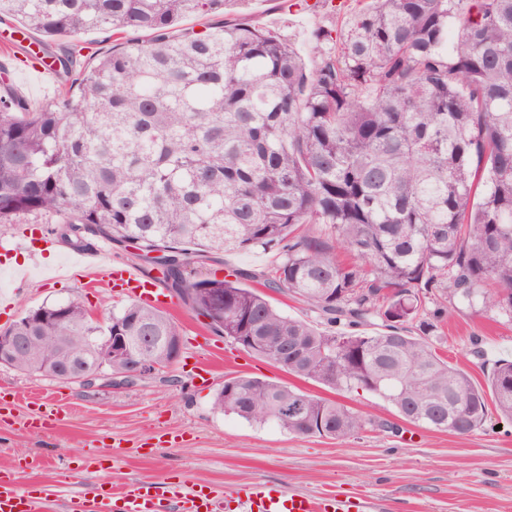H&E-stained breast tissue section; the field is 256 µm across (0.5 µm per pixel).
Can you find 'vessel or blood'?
<instances>
[{"label": "vessel or blood", "instance_id": "b4317fda", "mask_svg": "<svg viewBox=\"0 0 512 512\" xmlns=\"http://www.w3.org/2000/svg\"><path fill=\"white\" fill-rule=\"evenodd\" d=\"M109 282L116 294L154 306L170 305L171 300L155 281L138 267L127 263L109 266ZM25 464L0 471V512H43L45 502L54 496L52 487L31 483L19 486L15 476ZM122 502L123 512H157L158 506L174 502L177 512H221L222 504L204 485L158 483L136 488H116L100 483L92 495L74 494L65 503V512H100L107 501ZM241 512H359L357 504L334 495L319 499L284 493L268 485L250 487L240 499Z\"/></svg>", "mask_w": 512, "mask_h": 512}]
</instances>
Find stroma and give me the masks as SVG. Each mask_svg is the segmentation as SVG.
Segmentation results:
<instances>
[{
	"instance_id": "35a3bbf8",
	"label": "stroma",
	"mask_w": 512,
	"mask_h": 512,
	"mask_svg": "<svg viewBox=\"0 0 512 512\" xmlns=\"http://www.w3.org/2000/svg\"><path fill=\"white\" fill-rule=\"evenodd\" d=\"M356 0H329L302 12L294 0H229L227 13L237 20L274 31L294 44L306 63L313 30L340 28ZM56 47H41L38 34L17 33L0 21V91L12 88L32 106L59 96L57 80L42 81L37 70L50 66ZM0 251L10 260L0 271V327L41 305L77 300L107 314L126 298L105 285L104 271L87 273L70 262V249L22 238L15 224H0ZM281 253L227 251L191 263L196 279L224 277L229 271H268ZM169 315L181 329L183 349L169 381L153 377L114 390L82 387L0 366V389L13 394L11 414L0 420V469L25 457L42 461L39 470L21 474V483L57 485L46 512H64L66 499L92 491L98 483L132 486L188 482L208 486L224 501L223 512H239L237 496L264 483L289 493L314 497L340 495L363 502L364 512H512V421L492 414L485 426L460 436L400 420L392 403L367 391H335L290 375L216 334L206 319L181 299ZM449 362L484 384L497 361L512 360V321L497 310L481 313L449 304L433 336ZM211 364L208 379L195 378L190 366ZM259 377L305 393L332 399L376 421L397 423L396 432L367 429L343 440L289 433L275 424H254L215 409L225 379ZM56 403L62 420L35 434L26 421L44 404ZM178 444H170V436ZM83 456L111 462V470H81Z\"/></svg>"
}]
</instances>
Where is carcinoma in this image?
Masks as SVG:
<instances>
[{
	"instance_id": "cac0c4a2",
	"label": "carcinoma",
	"mask_w": 512,
	"mask_h": 512,
	"mask_svg": "<svg viewBox=\"0 0 512 512\" xmlns=\"http://www.w3.org/2000/svg\"><path fill=\"white\" fill-rule=\"evenodd\" d=\"M227 0H0V20L46 39L134 30L90 68L56 56L59 102L0 95V224L56 219L73 249L84 236L159 252L166 287L244 350L338 391L387 398L408 422L467 435L489 405L512 420V362L487 387L436 350L424 299L512 321V0H358L336 35L313 32L308 67L290 42L224 18ZM213 16L204 30L173 29ZM336 40L337 49L324 43ZM352 253L344 263L328 240ZM279 247L263 286L295 294L324 327L288 316L247 288L248 274L192 280L194 258ZM224 294L207 307L204 289ZM56 333L86 361L78 300ZM375 334L339 331L370 316ZM164 344L180 327L131 302L96 325ZM28 336L6 366L38 373L54 355ZM214 406L248 422L343 440L398 429L347 406L254 377L224 380Z\"/></svg>"
}]
</instances>
